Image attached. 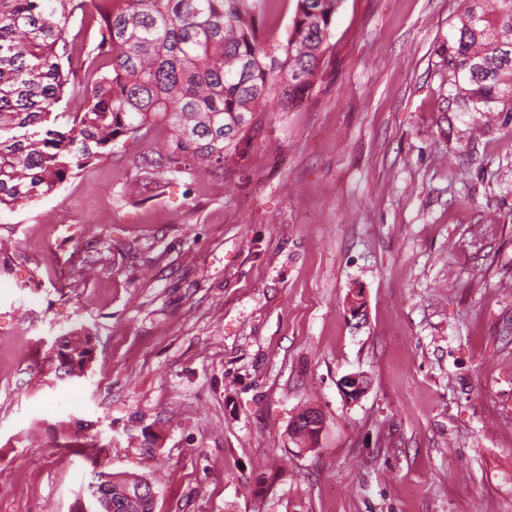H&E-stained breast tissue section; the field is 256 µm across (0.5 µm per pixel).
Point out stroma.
Returning a JSON list of instances; mask_svg holds the SVG:
<instances>
[{"mask_svg":"<svg viewBox=\"0 0 512 512\" xmlns=\"http://www.w3.org/2000/svg\"><path fill=\"white\" fill-rule=\"evenodd\" d=\"M463 8L343 0L322 82L223 179L142 203L115 155L0 212V512H96L100 471L155 512H512V124L453 98ZM92 352L93 336L89 332H83L72 338H64L57 353L58 371L72 378L71 373L75 370L83 371L85 363L92 357ZM99 481L110 485L112 504L119 505L116 512H154V499L147 494H138L142 482H145V489L148 487L150 480L146 476L127 472H101Z\"/></svg>","mask_w":512,"mask_h":512,"instance_id":"1","label":"stroma"}]
</instances>
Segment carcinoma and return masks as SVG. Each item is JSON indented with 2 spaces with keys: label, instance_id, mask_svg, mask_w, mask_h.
Instances as JSON below:
<instances>
[{
  "label": "carcinoma",
  "instance_id": "carcinoma-1",
  "mask_svg": "<svg viewBox=\"0 0 512 512\" xmlns=\"http://www.w3.org/2000/svg\"><path fill=\"white\" fill-rule=\"evenodd\" d=\"M341 0H297L285 41L262 36L265 0H0V210L55 194L96 161L167 131L133 164L156 186L197 169L224 177L247 117L298 107L321 79ZM455 96L512 123V0H465L443 48ZM81 99L79 112L64 100ZM88 332L61 341L67 377ZM117 512H154L143 475L103 472Z\"/></svg>",
  "mask_w": 512,
  "mask_h": 512
}]
</instances>
